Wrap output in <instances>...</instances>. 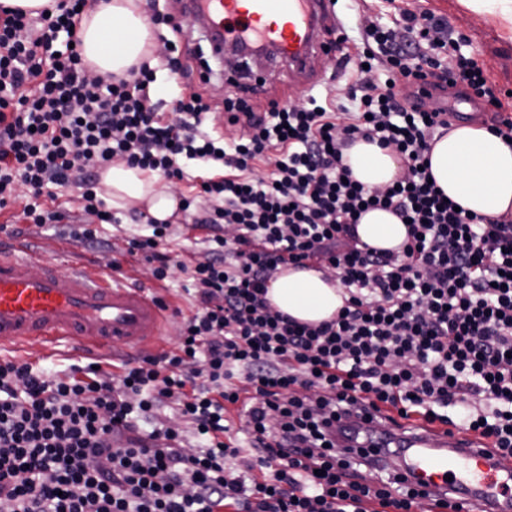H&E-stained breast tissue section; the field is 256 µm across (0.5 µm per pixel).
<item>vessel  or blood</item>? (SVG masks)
<instances>
[{
    "label": "vessel or blood",
    "mask_w": 512,
    "mask_h": 512,
    "mask_svg": "<svg viewBox=\"0 0 512 512\" xmlns=\"http://www.w3.org/2000/svg\"><path fill=\"white\" fill-rule=\"evenodd\" d=\"M196 13L225 40L271 45L314 82L325 74L315 61L341 43L345 27L334 0H188ZM168 315L154 286L128 283L123 271L83 270L70 255L43 260L33 252L0 246V346H26L34 336L51 342L79 336L104 352L113 343L142 351L164 334ZM339 438L347 448L401 449L404 473L421 492H452L475 512H512V459L488 460L478 436L466 432L438 434L403 427L394 436L378 422H345Z\"/></svg>",
    "instance_id": "obj_1"
}]
</instances>
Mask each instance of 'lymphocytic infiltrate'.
<instances>
[{"mask_svg":"<svg viewBox=\"0 0 512 512\" xmlns=\"http://www.w3.org/2000/svg\"><path fill=\"white\" fill-rule=\"evenodd\" d=\"M98 2L58 0L35 19L0 9V208L19 201L34 226L58 224L51 203L74 186L84 212L117 227L98 196L105 165L181 181L192 161L206 204L186 197L180 210L204 230V258L174 351L67 371L0 359V512H364L371 499L418 512L415 489L366 483L378 463L336 447L337 421L367 408L464 428L512 457V216L456 210L430 183L433 135L452 123L394 89L461 84L498 100L470 58L439 57L444 25L405 11L394 27H362L365 79L348 104L312 97L258 115L225 98L247 129L228 142L203 127L207 75L180 93L173 122L150 63L89 80L78 30ZM360 139L398 154L403 175L382 189L352 179L343 151ZM371 209L408 222L401 254L360 245ZM174 235L147 219L128 252L166 281L181 265ZM286 264L336 274L348 299L334 320L302 324L269 305ZM228 403L248 414L262 480L226 466L239 453L224 439ZM167 405L188 430L158 421Z\"/></svg>","mask_w":512,"mask_h":512,"instance_id":"obj_1","label":"lymphocytic infiltrate"}]
</instances>
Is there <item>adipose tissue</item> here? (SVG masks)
<instances>
[{
    "instance_id": "ef3b65f1",
    "label": "adipose tissue",
    "mask_w": 512,
    "mask_h": 512,
    "mask_svg": "<svg viewBox=\"0 0 512 512\" xmlns=\"http://www.w3.org/2000/svg\"><path fill=\"white\" fill-rule=\"evenodd\" d=\"M80 52L89 71L97 75L127 76L151 59L156 43L140 0H102L81 24ZM436 187L465 212L497 217L512 215V141L479 125L453 126L435 139L429 153ZM352 177L378 188L392 184L402 173L399 156L363 140L343 152ZM112 207L139 206L149 217L171 219L180 206L177 194L157 175L114 163L100 173ZM359 240L377 250L400 251L408 227L392 212L373 209L362 214ZM267 298L276 310L302 323L335 317L345 294L340 280L316 268H279L268 284Z\"/></svg>"
}]
</instances>
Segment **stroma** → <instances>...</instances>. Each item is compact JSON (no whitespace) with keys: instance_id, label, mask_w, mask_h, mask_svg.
Instances as JSON below:
<instances>
[{"instance_id":"obj_1","label":"stroma","mask_w":512,"mask_h":512,"mask_svg":"<svg viewBox=\"0 0 512 512\" xmlns=\"http://www.w3.org/2000/svg\"><path fill=\"white\" fill-rule=\"evenodd\" d=\"M410 10L417 13L426 12L441 19L448 25L452 34L467 37L468 44L462 49L463 54L472 57L483 72L493 81L497 88L504 90L502 99L503 111L512 114V41L506 39L504 32L492 21L484 20L460 5L459 0H397L389 4L388 0H366L364 6H357L354 0H339L337 10L343 17L349 36H357L359 27L368 20H376L383 24L394 21L399 11ZM224 67L234 69L236 83L225 82L223 77L211 78L207 85L209 97L217 103L225 97L245 96L254 111L266 109L269 97L277 93L290 96L291 100H304L309 95L324 94L325 85H312L309 71L290 70L287 62L276 56L262 58L227 57ZM77 190L62 192L55 200L54 206L62 213L78 217L80 223L90 225L108 238L107 249L98 251L86 247L67 236L59 233L56 228L47 227L38 233L23 236L22 241L31 250L41 252L44 258L57 257L61 250L73 253L76 260L95 261L101 269H110L120 265L122 270L134 280L151 281L150 266L138 256L127 252V234L137 232L138 226L128 210H118L122 219L121 231H114L112 225L101 223L96 215L78 212ZM178 236L173 247L184 264L183 269L174 271L172 277L159 284L161 297L172 309L167 334L160 344L163 352H171L176 348L180 323L184 316L190 315L191 297L187 292L192 281L188 269L203 258V246L199 241V231L184 226L182 217H175ZM22 359L35 366H44L56 370H64L73 365L83 366L98 361L96 351L82 349L76 338L60 341L53 350H45L42 343L34 341L27 345Z\"/></svg>"}]
</instances>
